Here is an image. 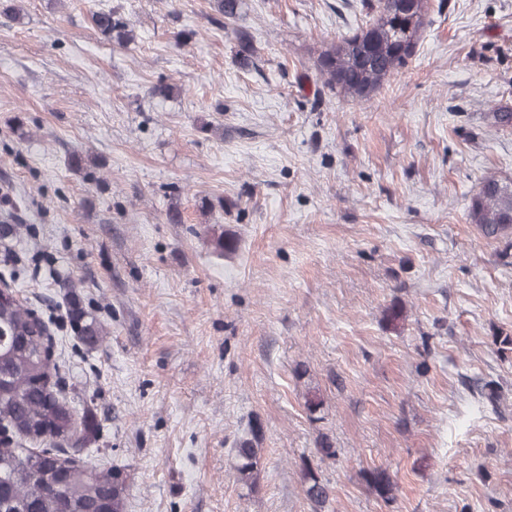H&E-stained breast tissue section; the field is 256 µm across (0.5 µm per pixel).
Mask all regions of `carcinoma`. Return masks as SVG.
Here are the masks:
<instances>
[{
  "instance_id": "obj_1",
  "label": "carcinoma",
  "mask_w": 512,
  "mask_h": 512,
  "mask_svg": "<svg viewBox=\"0 0 512 512\" xmlns=\"http://www.w3.org/2000/svg\"><path fill=\"white\" fill-rule=\"evenodd\" d=\"M377 0L369 24L321 51L315 67L323 87L366 98L394 72L406 66L417 46L429 0ZM215 11L231 22L241 0H213ZM100 34L117 47L134 39L131 20L117 10L93 14ZM468 218L489 240L512 247V181L485 176L472 196ZM74 330L97 336L101 329L82 310L70 311ZM47 326L18 298L0 297V426L11 429L14 442L0 444V512H126L128 475L111 465H91L60 440L85 447L95 440L98 424L89 417L76 423L62 391L59 365L44 355ZM259 449L250 441L236 449V472L253 489L258 483ZM305 494L313 512H322L331 487L309 467L302 468ZM367 481L378 495L392 498L394 485L384 470Z\"/></svg>"
}]
</instances>
